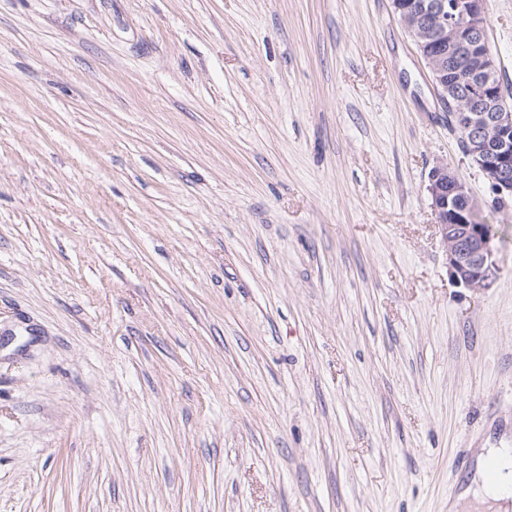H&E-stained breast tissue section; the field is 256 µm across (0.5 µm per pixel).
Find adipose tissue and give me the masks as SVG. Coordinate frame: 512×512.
<instances>
[{
  "instance_id": "adipose-tissue-1",
  "label": "adipose tissue",
  "mask_w": 512,
  "mask_h": 512,
  "mask_svg": "<svg viewBox=\"0 0 512 512\" xmlns=\"http://www.w3.org/2000/svg\"><path fill=\"white\" fill-rule=\"evenodd\" d=\"M481 454L502 462L499 484L491 486L482 473H475L454 503L456 512H512V448H485Z\"/></svg>"
}]
</instances>
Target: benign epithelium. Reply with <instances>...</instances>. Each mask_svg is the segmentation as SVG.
<instances>
[{
  "label": "benign epithelium",
  "instance_id": "benign-epithelium-1",
  "mask_svg": "<svg viewBox=\"0 0 512 512\" xmlns=\"http://www.w3.org/2000/svg\"><path fill=\"white\" fill-rule=\"evenodd\" d=\"M402 25L411 20L427 31L426 42H417L427 62L434 87L444 109L451 113V130L465 133L462 153L471 166L493 171L491 190L495 200L512 197V107L497 79V61L488 49L485 0H392ZM448 48L471 65V84L482 103H470L448 85L439 55L432 47ZM428 191L434 224L448 252L452 282L469 290L490 287L498 270L494 234L476 223L481 201L467 181L446 164L432 168Z\"/></svg>",
  "mask_w": 512,
  "mask_h": 512
}]
</instances>
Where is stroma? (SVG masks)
<instances>
[{
    "mask_svg": "<svg viewBox=\"0 0 512 512\" xmlns=\"http://www.w3.org/2000/svg\"><path fill=\"white\" fill-rule=\"evenodd\" d=\"M492 200L392 0H0V512H451L512 448ZM428 191L434 223L448 252L452 282L469 290L489 288L498 270L493 246L498 224L486 220L481 214V201L460 174L448 169V164L432 168ZM476 217L482 224H476Z\"/></svg>",
    "mask_w": 512,
    "mask_h": 512,
    "instance_id": "35a3bbf8",
    "label": "stroma"
}]
</instances>
